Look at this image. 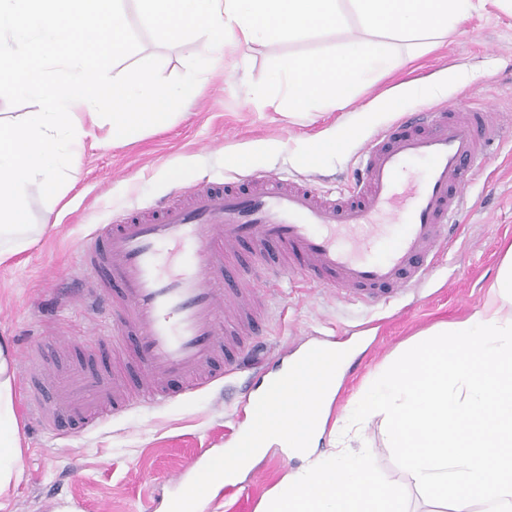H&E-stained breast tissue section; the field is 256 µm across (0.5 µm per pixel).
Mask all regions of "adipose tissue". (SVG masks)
Returning <instances> with one entry per match:
<instances>
[{
  "mask_svg": "<svg viewBox=\"0 0 512 512\" xmlns=\"http://www.w3.org/2000/svg\"><path fill=\"white\" fill-rule=\"evenodd\" d=\"M15 372L10 349L0 341V497L8 496L22 476L17 466L21 448L14 408Z\"/></svg>",
  "mask_w": 512,
  "mask_h": 512,
  "instance_id": "1",
  "label": "adipose tissue"
}]
</instances>
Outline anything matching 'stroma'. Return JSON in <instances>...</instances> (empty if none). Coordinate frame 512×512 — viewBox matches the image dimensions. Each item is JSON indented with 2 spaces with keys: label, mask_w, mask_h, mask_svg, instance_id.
<instances>
[{
  "label": "stroma",
  "mask_w": 512,
  "mask_h": 512,
  "mask_svg": "<svg viewBox=\"0 0 512 512\" xmlns=\"http://www.w3.org/2000/svg\"><path fill=\"white\" fill-rule=\"evenodd\" d=\"M355 31L350 20L342 30L321 36L258 40L238 52L244 69L211 62L200 77L203 94L181 107L168 128L120 145L104 142L98 130L86 135L63 199L55 205L36 193L29 199L33 220L44 225V232L11 263L0 265V336L7 338L16 362L27 357L32 334L42 332L68 338L69 349L57 365L64 373L76 369V355L90 343L98 315L68 306L65 292L74 285L78 246L113 216L145 210L203 178L236 181L248 167L340 191L357 174L366 139L434 99L409 97L399 108L374 113L365 122L362 110L402 87L445 79L452 70L464 79L448 86L444 102L465 96L476 105L491 103L501 123L512 125V13L491 5L472 12L430 52L362 87L343 109L318 105L308 115L292 117L251 93L250 83L265 77L271 60L340 46ZM140 39L139 51L115 64V71L126 72L143 58L157 56L162 76L172 78L185 72L189 57L208 51L202 37L170 46L145 33ZM353 123L360 129L339 157L316 167L301 163L304 140ZM486 153L488 163L469 190L461 234L418 293L386 306L364 304L330 286L297 291L287 275L261 335L274 359L250 382L235 377L164 404L138 406L74 437L50 436L18 413L22 478L0 512H50L54 497L62 502L58 512H165L174 493L166 475L184 468L197 449L231 447L241 384L257 390L265 375L304 347L358 342L362 349L326 411L324 429L332 431L394 357L436 325L467 319L489 301L490 286L512 245V137L489 142ZM240 155L249 156L250 164L237 163ZM361 436L385 477L405 488L408 512H435L412 474L395 464L385 421H367ZM300 466V460L270 449L241 475L234 492L214 495L205 512H258L262 500Z\"/></svg>",
  "instance_id": "obj_1"
}]
</instances>
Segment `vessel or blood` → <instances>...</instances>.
<instances>
[{
    "mask_svg": "<svg viewBox=\"0 0 512 512\" xmlns=\"http://www.w3.org/2000/svg\"><path fill=\"white\" fill-rule=\"evenodd\" d=\"M490 105L441 103L402 115L364 146L359 174L339 195L313 183L246 172L224 187L202 180L147 218L101 225L78 252L87 287L69 298L97 309L99 339L130 349L126 376L102 362L58 380L36 356L61 348L38 337L22 370L29 417L63 436L105 414L171 401L262 365L245 341L255 321V275L275 295L333 286L347 298L387 302L424 283L464 210L469 185L500 133ZM424 162L423 175L412 166ZM209 449L172 476L183 490Z\"/></svg>",
    "mask_w": 512,
    "mask_h": 512,
    "instance_id": "vessel-or-blood-1",
    "label": "vessel or blood"
}]
</instances>
